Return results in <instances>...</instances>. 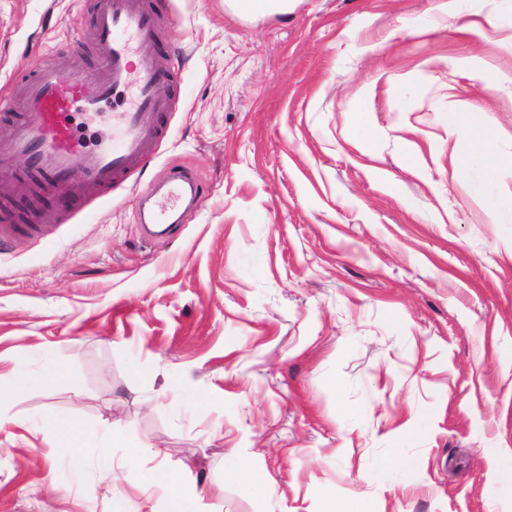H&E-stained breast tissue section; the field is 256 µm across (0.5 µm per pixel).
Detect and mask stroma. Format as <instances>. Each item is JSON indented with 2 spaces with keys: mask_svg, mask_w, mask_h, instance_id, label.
I'll return each instance as SVG.
<instances>
[{
  "mask_svg": "<svg viewBox=\"0 0 512 512\" xmlns=\"http://www.w3.org/2000/svg\"><path fill=\"white\" fill-rule=\"evenodd\" d=\"M160 11L185 52L150 170L0 244V374L58 370L0 404L24 420L0 430V512H168L154 448L203 512H512V223L478 200L512 194V0ZM75 43L97 46L90 0H0V87ZM171 165L203 191L150 236ZM236 470L253 494L264 496L271 490V486L266 478L251 467L248 458L238 457L236 460Z\"/></svg>",
  "mask_w": 512,
  "mask_h": 512,
  "instance_id": "1",
  "label": "stroma"
}]
</instances>
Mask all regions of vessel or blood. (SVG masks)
Segmentation results:
<instances>
[{"mask_svg":"<svg viewBox=\"0 0 512 512\" xmlns=\"http://www.w3.org/2000/svg\"><path fill=\"white\" fill-rule=\"evenodd\" d=\"M98 51L76 48L36 67L13 92L24 109L12 113L9 133L0 139V222H15L33 234L46 232L44 215H13L10 202L17 186L37 200L52 201L58 215L75 217L91 202L108 203L115 189L144 173L165 135L161 121L173 100L169 70L134 67L137 56L153 54L162 40V17L149 0H93ZM135 101L119 115L120 130L95 149L84 150L68 118L74 108L94 113L102 122L104 107L119 101L126 88ZM190 172L169 168L163 177L165 201L151 221L171 224L187 193L201 189Z\"/></svg>","mask_w":512,"mask_h":512,"instance_id":"obj_1","label":"vessel or blood"}]
</instances>
